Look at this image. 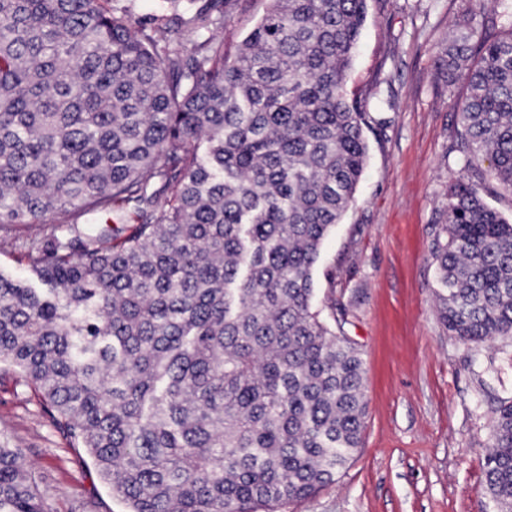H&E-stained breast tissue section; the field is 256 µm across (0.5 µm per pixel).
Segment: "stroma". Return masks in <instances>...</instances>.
Instances as JSON below:
<instances>
[{"instance_id": "35a3bbf8", "label": "stroma", "mask_w": 512, "mask_h": 512, "mask_svg": "<svg viewBox=\"0 0 512 512\" xmlns=\"http://www.w3.org/2000/svg\"><path fill=\"white\" fill-rule=\"evenodd\" d=\"M268 0H231L213 29L235 52ZM497 0H368L347 75L366 116L368 164L323 244L315 307L364 361L367 417L349 463L280 512H493L483 464L501 399L512 397V339L473 347L452 336L436 297L434 244L448 186L485 162L458 160L465 78L438 80L434 60L467 18L498 19ZM60 215L0 229V271L28 274L23 241L57 232ZM0 439L27 459L44 512H126L88 450L53 425L37 388L0 365Z\"/></svg>"}]
</instances>
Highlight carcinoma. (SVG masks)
<instances>
[{
	"instance_id": "1",
	"label": "carcinoma",
	"mask_w": 512,
	"mask_h": 512,
	"mask_svg": "<svg viewBox=\"0 0 512 512\" xmlns=\"http://www.w3.org/2000/svg\"><path fill=\"white\" fill-rule=\"evenodd\" d=\"M367 0H269L233 55L206 6L147 29L100 0H0V224L43 284L0 272V364L42 392L127 512H277L359 448L363 361L314 309L324 240L368 144L346 78ZM197 36L194 52L166 47ZM435 71L464 72V163L512 188V25L466 22ZM436 243L448 332L512 337V220L448 186ZM512 512V400L485 456ZM0 512H44L0 441ZM61 219L60 215L51 213L42 217L39 224H11L3 230L0 229V271L26 277L27 261L19 244L35 235L50 236L58 232Z\"/></svg>"
}]
</instances>
